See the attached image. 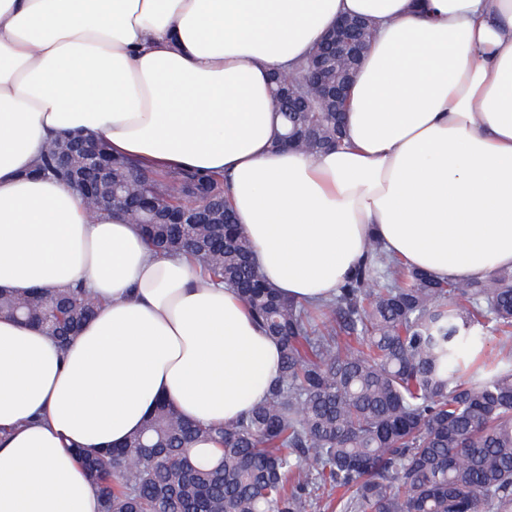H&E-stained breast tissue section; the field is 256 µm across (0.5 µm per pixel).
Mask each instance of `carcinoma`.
I'll list each match as a JSON object with an SVG mask.
<instances>
[{"instance_id": "obj_1", "label": "carcinoma", "mask_w": 512, "mask_h": 512, "mask_svg": "<svg viewBox=\"0 0 512 512\" xmlns=\"http://www.w3.org/2000/svg\"><path fill=\"white\" fill-rule=\"evenodd\" d=\"M307 63L272 81L303 88ZM284 113L295 148L314 155L346 137L336 115ZM36 167L64 183L56 142ZM122 193L112 208L138 220L147 202L174 210L223 205L225 224H144L159 251L197 259L200 284L233 289L280 346V375L245 417L203 425L160 402L118 448H79L101 512H311L313 493L336 492L334 512H512V349L466 375L465 352L487 328L512 339V270L484 280H437L369 235L364 263L317 305L282 296L261 276L235 224L224 176L149 169L112 158ZM81 287L0 291V314L70 344L95 313ZM326 316L316 323L313 312ZM214 445L216 458L195 453Z\"/></svg>"}]
</instances>
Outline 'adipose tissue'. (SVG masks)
I'll use <instances>...</instances> for the list:
<instances>
[{
  "label": "adipose tissue",
  "mask_w": 512,
  "mask_h": 512,
  "mask_svg": "<svg viewBox=\"0 0 512 512\" xmlns=\"http://www.w3.org/2000/svg\"><path fill=\"white\" fill-rule=\"evenodd\" d=\"M348 15L376 27L348 146L273 149L272 75ZM62 130L223 174L262 276L305 303L354 275L371 233L442 280L512 269V0H0V289L80 281L100 300L63 349L0 317V512H100L77 447L124 442L164 399L237 419L279 376L230 289L30 176Z\"/></svg>",
  "instance_id": "1"
}]
</instances>
